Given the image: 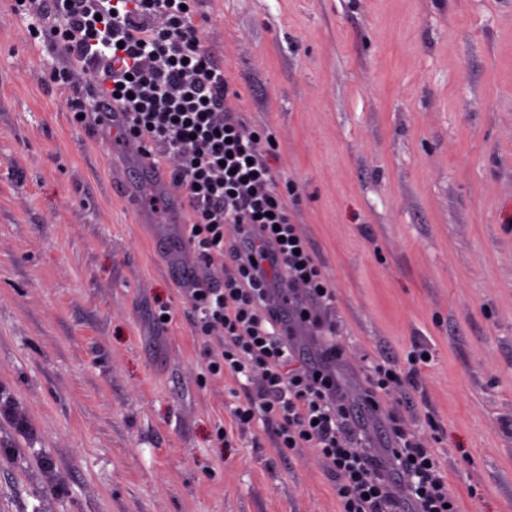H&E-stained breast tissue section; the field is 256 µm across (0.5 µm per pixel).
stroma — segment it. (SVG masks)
Instances as JSON below:
<instances>
[{
    "label": "stroma",
    "instance_id": "obj_1",
    "mask_svg": "<svg viewBox=\"0 0 512 512\" xmlns=\"http://www.w3.org/2000/svg\"><path fill=\"white\" fill-rule=\"evenodd\" d=\"M202 41L275 133L288 211L336 287L338 369L421 384L391 401L433 421L461 512H512V0H197ZM0 0V512H339L333 482L237 432L167 231L185 207L138 186L147 160L80 124L64 49ZM168 322H160V309ZM231 433L224 443L219 430Z\"/></svg>",
    "mask_w": 512,
    "mask_h": 512
}]
</instances>
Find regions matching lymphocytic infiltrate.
<instances>
[{"label":"lymphocytic infiltrate","mask_w":512,"mask_h":512,"mask_svg":"<svg viewBox=\"0 0 512 512\" xmlns=\"http://www.w3.org/2000/svg\"><path fill=\"white\" fill-rule=\"evenodd\" d=\"M71 54L54 81L77 89L74 115L98 123L122 115L121 138L157 157L185 201V234L198 267L189 302L206 348L203 373L229 375L242 391L232 414L245 433L265 427L278 448H310L334 478L340 512H459L435 439L391 414L386 458L355 423L334 365L342 350L325 318L337 301L317 256L294 224L267 161L273 135L230 110L223 66L205 49L195 0H21ZM97 67V107L81 89ZM327 337L303 358L299 333ZM404 379L394 365L369 368L365 403Z\"/></svg>","instance_id":"1"}]
</instances>
